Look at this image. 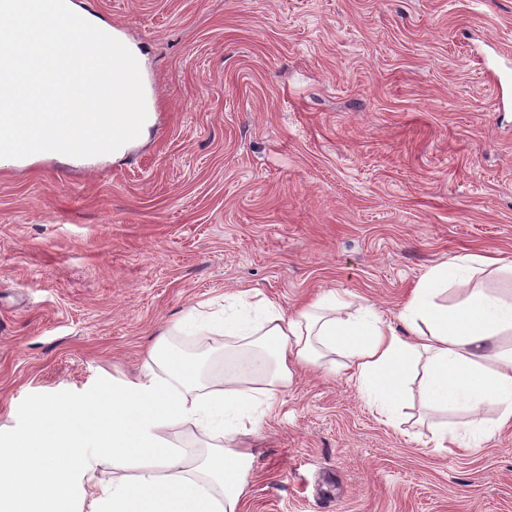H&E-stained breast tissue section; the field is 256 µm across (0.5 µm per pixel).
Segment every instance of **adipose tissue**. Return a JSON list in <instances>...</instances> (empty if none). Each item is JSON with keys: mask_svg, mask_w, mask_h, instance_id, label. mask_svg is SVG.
I'll list each match as a JSON object with an SVG mask.
<instances>
[{"mask_svg": "<svg viewBox=\"0 0 512 512\" xmlns=\"http://www.w3.org/2000/svg\"><path fill=\"white\" fill-rule=\"evenodd\" d=\"M489 269L512 276V262L494 268L474 254L432 268L400 310L398 329L369 306L344 312L332 292L291 315L247 292L225 295L223 311L184 313L174 331L223 340V377L197 386L192 364L158 338L107 408L56 409L0 448V512H239L254 463L240 437L274 413L298 369L338 355L379 415L393 418L397 392L419 366L424 410L470 417L475 441L490 440L512 426V291L476 285ZM447 287L456 301L438 303ZM190 426L219 441L198 466L164 437ZM107 454L136 477L92 484Z\"/></svg>", "mask_w": 512, "mask_h": 512, "instance_id": "ef3b65f1", "label": "adipose tissue"}]
</instances>
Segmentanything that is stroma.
Listing matches in <instances>:
<instances>
[{"label":"stroma","mask_w":512,"mask_h":512,"mask_svg":"<svg viewBox=\"0 0 512 512\" xmlns=\"http://www.w3.org/2000/svg\"><path fill=\"white\" fill-rule=\"evenodd\" d=\"M148 56L143 145L0 166V443L107 402L161 328L251 291L396 314L459 254L512 261V0H84ZM209 383L221 344L171 339ZM385 423L344 367L243 440L240 512H512V427L434 452L416 384Z\"/></svg>","instance_id":"obj_1"}]
</instances>
